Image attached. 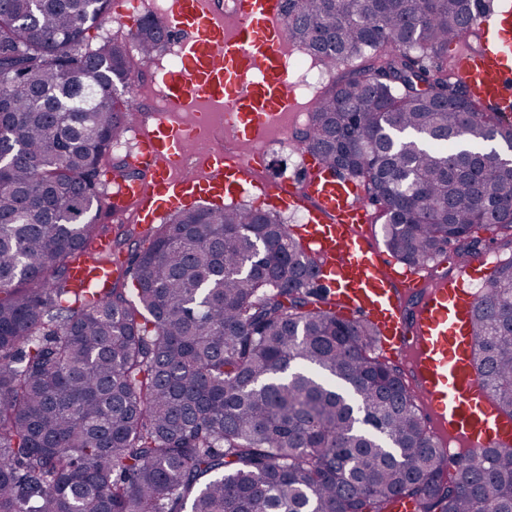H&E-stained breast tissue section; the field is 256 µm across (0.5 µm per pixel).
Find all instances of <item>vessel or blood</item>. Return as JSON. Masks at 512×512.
Instances as JSON below:
<instances>
[{
  "label": "vessel or blood",
  "mask_w": 512,
  "mask_h": 512,
  "mask_svg": "<svg viewBox=\"0 0 512 512\" xmlns=\"http://www.w3.org/2000/svg\"><path fill=\"white\" fill-rule=\"evenodd\" d=\"M231 12L228 21L216 0H163L161 27L177 46L178 64L158 82L152 132L127 157L148 183L123 184L106 197L116 215L135 205L144 232L161 212L242 192L254 164L266 163L260 149L242 157L198 151L211 118L261 147L287 133L301 110L289 77L285 0H232ZM453 65L475 101L512 112V5L502 0L495 7L480 49H457ZM258 189L274 208L305 210L299 239L318 262L330 309L362 311L377 325L379 347L416 389L433 445L452 451L512 446V422L495 412L471 359L473 317L489 286L491 255L433 281L398 268L359 231L367 206L358 186L315 157L301 176L275 177ZM97 249L100 260L72 265L73 287H104L122 274L125 263L113 257L111 241L100 239Z\"/></svg>",
  "instance_id": "1"
}]
</instances>
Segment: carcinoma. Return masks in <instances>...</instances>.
<instances>
[{"mask_svg": "<svg viewBox=\"0 0 512 512\" xmlns=\"http://www.w3.org/2000/svg\"><path fill=\"white\" fill-rule=\"evenodd\" d=\"M111 0H0V512H512V447L432 445L365 318L328 308L281 214L197 204L124 279L70 286L101 231L102 161L135 109L126 37L85 43ZM324 67L301 143L346 166L410 268L479 231L512 237V124L456 97L441 52L483 0H287ZM137 49L162 44L151 16ZM131 280L132 289L125 288ZM478 301L479 386L512 418V259Z\"/></svg>", "mask_w": 512, "mask_h": 512, "instance_id": "cac0c4a2", "label": "carcinoma"}]
</instances>
